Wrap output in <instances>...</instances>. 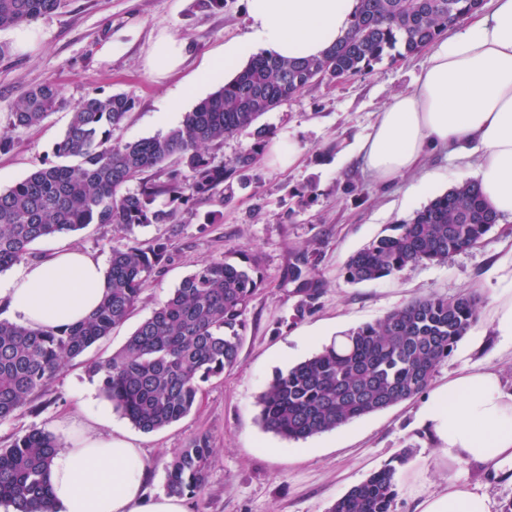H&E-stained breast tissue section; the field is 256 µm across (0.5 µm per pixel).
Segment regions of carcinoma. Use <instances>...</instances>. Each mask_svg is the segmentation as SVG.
<instances>
[{"mask_svg":"<svg viewBox=\"0 0 512 512\" xmlns=\"http://www.w3.org/2000/svg\"><path fill=\"white\" fill-rule=\"evenodd\" d=\"M62 0H0V29L30 25ZM484 0H359L349 33L317 58L286 60L259 54L221 87L184 113L164 134L134 142L112 140L134 106L125 94L92 95L71 113L55 145V160L0 191V272L24 261L31 244L89 224H176L182 208L214 197L224 183L244 180L271 131L256 121L310 85L373 70L389 57L421 52L483 9ZM53 84L40 85L12 106V127L40 125L60 104ZM249 132L252 143L227 161L208 149ZM180 160L181 170L163 172ZM165 178H160V174ZM132 182L135 190L128 189ZM168 199L159 208L156 201ZM499 221L478 185L461 183L352 255V283L380 280L407 266L436 262L479 243ZM169 260L168 244L148 250L112 246L108 289L86 320L34 330L0 319V421L30 405L64 364L122 325L141 300L147 278ZM302 315L318 284L292 274ZM264 282L256 256L224 257L187 274L167 300L144 319L125 345L88 365L115 411L144 432L162 430L188 415L203 386L232 369L246 332V312ZM479 298L430 295L384 319L353 329L310 358L276 373L258 398L262 427L287 440H305L423 392L438 367L478 317ZM58 440L33 428L0 448V504L14 512H55L47 482ZM210 443L200 436L167 462L166 489L197 497L208 484ZM397 467L372 473L337 499L329 512H395Z\"/></svg>","mask_w":512,"mask_h":512,"instance_id":"obj_1","label":"carcinoma"}]
</instances>
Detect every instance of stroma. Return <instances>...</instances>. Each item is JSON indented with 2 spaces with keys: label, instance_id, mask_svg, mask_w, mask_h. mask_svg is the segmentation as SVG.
<instances>
[{
  "label": "stroma",
  "instance_id": "35a3bbf8",
  "mask_svg": "<svg viewBox=\"0 0 512 512\" xmlns=\"http://www.w3.org/2000/svg\"><path fill=\"white\" fill-rule=\"evenodd\" d=\"M35 47L12 49V32L0 30V133L11 132L14 146L0 152V190L25 178L52 159L71 112L85 97L123 93L134 107L113 139L132 142L166 132L158 112L179 89L190 84L211 54L247 30L243 0H224L209 9L201 0H63L56 12L33 24ZM188 43V59L163 77L149 73L146 58L161 33ZM425 53L383 60L366 74L336 83H318L261 116L274 137L293 138L302 147L297 166L282 171L258 161L234 197L197 202L176 224H147L122 230L91 224L51 236L30 247L31 259L50 254L67 241L102 260L113 245L131 241L142 249L167 239L171 259L144 285L142 303L126 323L69 361L55 380L22 408L0 422V448L11 447L32 428L45 429L68 443L83 425L95 431H121L148 461V493L166 489L165 463L172 452L197 436L213 449L209 482L202 496L188 499L189 512H328L331 504L372 472L406 462L397 472L395 512H415L418 498L439 494L449 474L495 503L512 498V474L478 466L449 469L419 420L427 399L417 396L355 419L305 440H286L258 421L259 395L280 370L307 359L344 333L385 318L412 299L472 293L481 298L477 322L435 373L440 384L465 369L497 371L512 390V342L498 336L487 310L497 286L498 267L512 259V218L498 223L477 245L447 262L408 267L395 276L348 283L344 266L391 224L400 223L453 185V157L430 153L424 164L435 182L413 195L417 179L405 177L384 186L352 154L381 108L397 93L410 91L425 63ZM52 83L65 102L40 126L12 129V105L32 88ZM314 185L313 203L301 207L296 189ZM260 257L265 283L247 314L248 333L236 366L204 385L196 407L173 425L146 433L135 428L103 397L89 378L87 361L120 349L136 326L150 316L181 279L199 264L223 257L227 249ZM319 285L315 307L295 318L298 300L289 278L295 266Z\"/></svg>",
  "mask_w": 512,
  "mask_h": 512
}]
</instances>
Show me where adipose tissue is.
Returning a JSON list of instances; mask_svg holds the SVG:
<instances>
[{
    "mask_svg": "<svg viewBox=\"0 0 512 512\" xmlns=\"http://www.w3.org/2000/svg\"><path fill=\"white\" fill-rule=\"evenodd\" d=\"M358 0H245L248 30L211 58L197 84L263 52L320 56L350 29ZM185 42L165 34L146 59L151 73L177 70ZM455 155L457 181H476L491 208L512 216V0H490L487 14L431 45L412 91L394 95L356 146L363 168L383 182L421 171L429 151ZM106 290L101 261L62 244L49 257L0 281V308L33 329L80 322ZM421 422L449 466L512 472V391L493 370H464L433 389ZM147 461L122 435L79 431L53 456L49 483L57 512H188L183 497L146 496ZM495 504L449 479L445 493L417 512H494Z\"/></svg>",
    "mask_w": 512,
    "mask_h": 512,
    "instance_id": "1",
    "label": "adipose tissue"
}]
</instances>
